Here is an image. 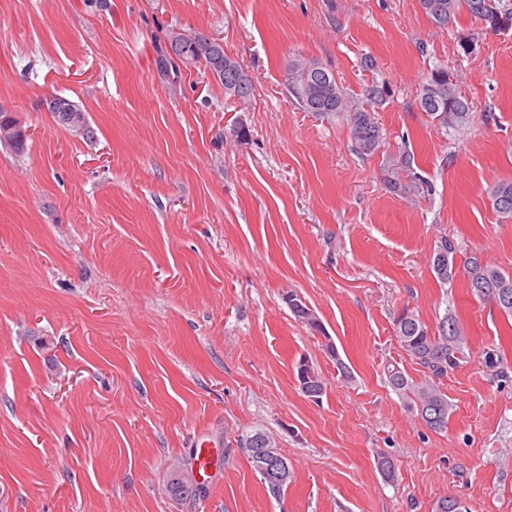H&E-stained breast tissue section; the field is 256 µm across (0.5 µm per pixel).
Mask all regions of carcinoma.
Wrapping results in <instances>:
<instances>
[{"instance_id": "1", "label": "carcinoma", "mask_w": 512, "mask_h": 512, "mask_svg": "<svg viewBox=\"0 0 512 512\" xmlns=\"http://www.w3.org/2000/svg\"><path fill=\"white\" fill-rule=\"evenodd\" d=\"M421 7L431 21L440 28L454 25L457 18L467 13L478 20L485 29L495 32L502 20L512 23V7L503 0H420ZM204 65L205 69L224 86L225 95L239 104L246 105L253 93L252 82L241 64L224 53V46L214 38L201 32L184 33L171 29L165 37V49L158 59L160 71L177 72L180 67ZM288 92L306 112H318L324 116L343 117L350 129L355 151L361 155H370L382 146L385 138L382 129L375 120L374 105L382 98L378 86L366 90L365 99L360 100L349 95L335 77L313 60L297 58L290 66ZM417 99L421 109L430 117L432 123L446 131L456 130L466 125L471 118V106L457 86L448 80V70L437 67L419 84ZM414 158L402 150L390 157L393 169L409 178L404 182L399 178L391 182L393 191L409 194L419 189L414 172ZM486 195L492 209L503 221L512 222V210L503 211L498 200L508 198L512 201V181H498L486 189ZM462 246L450 236H442L433 252L432 270L437 280L446 284L453 280L438 263L439 255L449 258L461 254ZM467 286L473 294L484 301L497 302L499 287L512 288V273L486 262L481 254L470 252L462 265ZM288 307L294 317L302 324L317 332H323L318 318L297 295L288 296ZM459 324L455 315L448 312L431 329L413 310L405 307L393 319L394 331L400 347L424 369L425 377L415 381L400 368H387V383L401 399L409 412L417 416L433 431L447 427L451 404L440 390V381L449 372L459 367L465 358L464 338L461 333L448 332V325ZM274 438L263 431L240 440L252 467H257L258 458L254 449L259 442ZM168 492L176 500L199 497L204 488L187 476L170 478Z\"/></svg>"}]
</instances>
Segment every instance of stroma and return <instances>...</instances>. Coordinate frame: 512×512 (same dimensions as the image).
I'll return each mask as SVG.
<instances>
[{"label": "stroma", "mask_w": 512, "mask_h": 512, "mask_svg": "<svg viewBox=\"0 0 512 512\" xmlns=\"http://www.w3.org/2000/svg\"><path fill=\"white\" fill-rule=\"evenodd\" d=\"M173 28L222 40L247 108L202 67L161 74ZM299 56L354 97L382 88L385 148L360 156L345 121L298 106ZM438 66L472 104L458 132L418 104ZM51 94L90 137L43 110ZM0 104L30 136L0 142V512H512V377L485 365L497 350L512 370V317L431 268L449 235L512 272V222L485 194L512 181V30L441 29L419 0H0ZM401 146L427 183L408 197L390 189ZM405 307L455 313L467 339L443 431L387 384L388 364L423 376L395 336ZM259 430L293 472L278 498L239 445ZM204 445V496L172 499ZM43 106L47 112L54 111L50 112L51 116L60 127L69 130L64 115L61 113L64 112L72 132L83 136L86 135L87 127L85 126L84 114L77 108L75 103L55 95L48 97ZM288 307L294 317L302 324L312 330L323 333V327L318 318L312 314L311 310L296 294L288 295Z\"/></svg>", "instance_id": "stroma-1"}]
</instances>
